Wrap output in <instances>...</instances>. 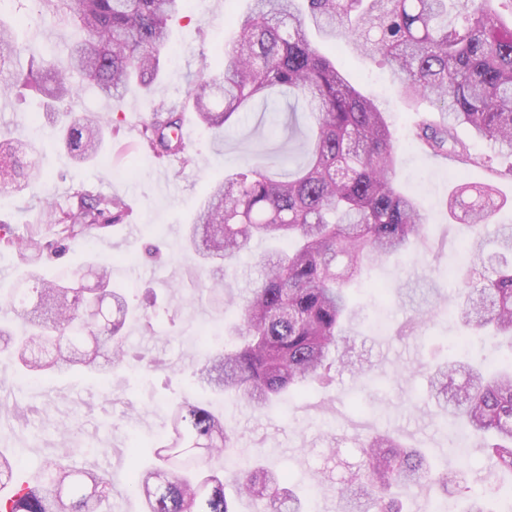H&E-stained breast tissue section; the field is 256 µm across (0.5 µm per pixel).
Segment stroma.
Segmentation results:
<instances>
[{
    "label": "stroma",
    "mask_w": 512,
    "mask_h": 512,
    "mask_svg": "<svg viewBox=\"0 0 512 512\" xmlns=\"http://www.w3.org/2000/svg\"><path fill=\"white\" fill-rule=\"evenodd\" d=\"M247 6L248 0H191L172 24V43L151 91L133 86L123 99L107 100L86 86L78 97L64 102L65 110L107 113L120 125L119 134L106 138L94 161L77 164L68 158L55 142L52 125L38 131L30 128L28 116L39 109L41 97L13 95L0 100V135L41 141L45 170L37 192L0 197V228L20 236L45 230L48 203L65 204L71 188L81 184L123 197L131 208L126 223L79 240L64 254L45 256L42 267L56 273L85 259L111 262L114 286L124 289L132 303L154 300L157 311L152 322L130 319L124 329L132 352L155 363L143 381L137 372L119 367L98 377L73 373L45 376L31 384L0 362V405L10 410L9 416H0V451L20 455V476L33 483L39 468L68 445L81 446L77 465L95 470L108 482L102 512H144L143 501L128 490L129 445L135 438L160 437L169 406L187 398L220 413L234 427L242 454L263 452L299 493L311 484L322 451L333 442H340L343 460L355 465L360 461L357 436L393 430L406 446L427 450L442 468L466 473V490L448 503L450 512H459L468 493L485 491L481 477L488 461L481 440H468L466 451L457 450L456 433L437 416L429 371L450 357L472 358L493 367L499 354L475 336L466 345H450L457 328L444 316L424 328L422 336H402L414 310L393 289L401 284L431 288L454 304L457 285L448 271L464 263L460 244L467 228L449 216L448 195L459 183L496 182L505 203L483 229L489 239L495 225L512 224L511 179L496 178L487 169L463 168L418 147L399 153L397 180L429 213L428 244L371 269V280L391 289L385 298L366 287L357 297L362 317L355 326L351 355L355 364L373 370V378L342 368L331 388L311 387L304 400L265 412L219 399L193 381L207 353L200 329L220 332L237 312L221 297L203 292L206 269L198 257L181 248L186 226L211 184L232 173L244 158L262 169L270 166L288 141L284 132L273 140L257 135L263 103H255L217 140L199 125L188 102L202 59H214L218 48L233 38L229 16ZM18 16L31 23L30 30L19 32L20 43L35 41L60 53L73 38L71 29L55 24L42 11L39 0H10L0 11V18L7 21ZM327 50L346 66L362 91L377 97L396 134L411 130L417 114L432 115L430 103L417 109L408 106L387 68L354 51L347 41L329 43ZM161 101L183 112L190 133L186 163L155 161L143 148L142 124ZM403 368L409 370V378L393 379V372Z\"/></svg>",
    "instance_id": "35a3bbf8"
}]
</instances>
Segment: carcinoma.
Wrapping results in <instances>:
<instances>
[{
  "label": "carcinoma",
  "mask_w": 512,
  "mask_h": 512,
  "mask_svg": "<svg viewBox=\"0 0 512 512\" xmlns=\"http://www.w3.org/2000/svg\"><path fill=\"white\" fill-rule=\"evenodd\" d=\"M77 34L66 58L32 54L27 70L13 68L17 29L0 21V90H33L63 102L78 94L75 75L99 95L123 97L132 84L149 90L171 38L170 22L188 0H41ZM512 0H250L233 19L235 40L222 48L216 68L202 64L189 91L198 121L217 135L257 100L280 92L305 104L313 117L300 154L288 152L274 165L288 168L277 179L249 164L210 187L196 209L185 240L210 264L206 291L226 288L224 268L259 238L286 248L263 255V273L239 300L224 327V343L205 358L200 379L217 395L266 409L278 398H299L314 383L330 386L336 364L348 365L352 323L359 316L349 291L365 267L426 243L430 217L418 200L395 184L397 152L386 112L351 82L336 61L309 37L347 39L355 50L380 58L416 107L428 99L441 120L422 119L413 137L434 155L478 168L512 158ZM220 99L222 108L213 105ZM63 117L59 128L69 157L96 159L104 128L101 113L48 112ZM183 112L156 106L142 125L145 148L160 162L188 161L180 136ZM465 125L496 155H474L455 135ZM38 148L26 139H0V194L32 189L41 178ZM467 223L470 262L457 272L461 302L433 304L409 322L414 332L444 312L468 331L486 332L502 350L501 365L483 371L456 361L438 367L432 389L453 400L444 420L453 430L484 440L490 486L482 512H495L498 477L512 475V260L486 275L478 272L486 240L482 229L500 207L491 183H466L448 199V211ZM129 216L119 197L84 185L71 188L64 207L49 205L50 235L0 237V246L38 262L53 248L66 252ZM492 243L512 254V224H500ZM29 300L20 291L0 292L9 315L0 327V354L25 376L59 375L77 366L106 371L128 362L121 330L133 306L112 287L110 266L74 268L67 276L29 274ZM358 468L338 482L339 512H402L397 493L424 483L448 490L454 482L417 448L389 433L357 437ZM340 448H327L314 483L330 478ZM224 457L226 466L210 468ZM156 463L138 471L130 489L146 512H234L232 498L245 495L259 512H309L288 476L253 457L236 455L235 430L210 408L174 404L171 429L155 449ZM17 458L0 454V485L15 490L0 497V512H96L90 503L106 497V481L76 466L70 453L40 469L34 484H17Z\"/></svg>",
  "instance_id": "carcinoma-1"
}]
</instances>
